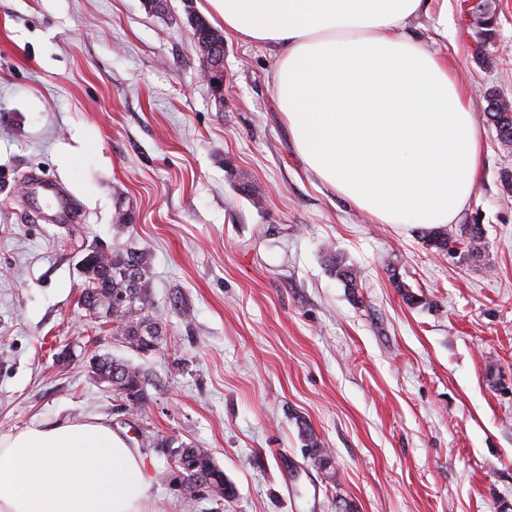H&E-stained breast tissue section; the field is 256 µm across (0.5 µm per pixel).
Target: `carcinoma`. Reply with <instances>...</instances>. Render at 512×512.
<instances>
[{
	"mask_svg": "<svg viewBox=\"0 0 512 512\" xmlns=\"http://www.w3.org/2000/svg\"><path fill=\"white\" fill-rule=\"evenodd\" d=\"M497 99L488 100V120L494 126L502 147H512V112H497L494 105ZM427 246L438 251L448 250L451 243L460 240L466 242L470 256H481L486 242L484 229L479 224H465L456 230L445 225L435 227L423 235ZM327 261L330 271L345 288L355 291L358 288L360 274L358 270L345 262L344 258L331 250ZM101 266L112 272V296L121 303V313L128 316L123 327L116 332L131 345L141 346L144 338L155 329L158 319L149 311L147 269L148 255L137 249H117L101 258ZM86 287L84 292L88 304H96L97 309L104 307V294L98 288V272L94 268L84 269ZM90 373L92 377L112 386V391L120 399L125 400V392L142 384L149 385L148 374L139 366L118 360L108 354L96 355L91 358ZM185 456L175 460L179 471L184 475L188 488H194L192 478L199 473L212 476L214 500H228L235 494L233 483L224 477V471L214 461L211 450L196 445L180 444Z\"/></svg>",
	"mask_w": 512,
	"mask_h": 512,
	"instance_id": "cac0c4a2",
	"label": "carcinoma"
}]
</instances>
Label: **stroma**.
I'll return each instance as SVG.
<instances>
[{"instance_id": "stroma-1", "label": "stroma", "mask_w": 512, "mask_h": 512, "mask_svg": "<svg viewBox=\"0 0 512 512\" xmlns=\"http://www.w3.org/2000/svg\"><path fill=\"white\" fill-rule=\"evenodd\" d=\"M487 3L488 39L460 0L409 26L476 106L512 101V0ZM192 13L224 26L211 0H0V434L101 419L144 458L150 512H512V148L477 113L483 166L458 221L482 224L485 251H436L303 167L268 49L225 35L216 97ZM34 171L67 185L76 221L30 219ZM99 245L148 254L160 352L81 308ZM330 248L361 271L356 292ZM104 353L150 374L139 408L89 376ZM164 438L210 449L235 496L187 490ZM327 261L331 273L343 284L344 288L352 293L355 292L361 278L358 270L354 266L348 265L344 258L333 250L328 252Z\"/></svg>"}]
</instances>
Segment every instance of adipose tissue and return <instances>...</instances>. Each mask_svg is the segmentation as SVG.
Segmentation results:
<instances>
[{
	"mask_svg": "<svg viewBox=\"0 0 512 512\" xmlns=\"http://www.w3.org/2000/svg\"><path fill=\"white\" fill-rule=\"evenodd\" d=\"M277 57L275 95L304 167L380 224L454 223L481 137L456 68L408 32L430 0H212ZM137 449L99 419L0 435V512H148Z\"/></svg>",
	"mask_w": 512,
	"mask_h": 512,
	"instance_id": "1",
	"label": "adipose tissue"
}]
</instances>
